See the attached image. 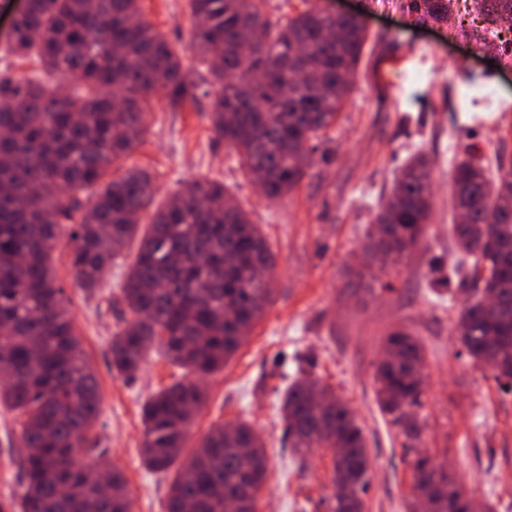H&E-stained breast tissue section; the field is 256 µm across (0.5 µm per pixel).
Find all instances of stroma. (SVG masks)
<instances>
[{"mask_svg":"<svg viewBox=\"0 0 512 512\" xmlns=\"http://www.w3.org/2000/svg\"><path fill=\"white\" fill-rule=\"evenodd\" d=\"M401 2L335 0L336 9L364 18L368 39L340 119L290 194L268 201L246 179L236 152L212 132L209 99L202 95L178 109L154 105L143 139L111 169L115 176L132 165L148 170L160 202L194 179L223 181L276 255L274 302L224 369L207 380L206 403L187 437L193 447L212 428L238 421L252 425L268 455L256 512H329L330 453L317 449L303 457L283 443L280 398L301 368L330 386L363 429L372 465L364 512H409L412 475L405 439L374 393L383 340L397 329L417 337L425 349L421 448L492 512H512V393L503 392L490 370L462 351L455 322L471 291L449 275L455 262V163L472 145L491 170L499 154L512 156V31L477 41L476 0H456L452 24L423 27ZM140 6L182 49L185 68L201 72L184 50L193 24L187 0H141ZM418 154L432 169L433 225L426 249L405 258L399 274L389 276L366 256L364 244L396 177ZM69 252L60 246L53 267L98 378L97 429L110 450L109 462L126 480L131 512H165L170 480L142 461L141 409L182 371L155 354L137 378L112 370V333L129 315L121 288L135 247L113 260L92 296L76 285ZM17 428V414L0 410V512L20 491L8 443Z\"/></svg>","mask_w":512,"mask_h":512,"instance_id":"1","label":"stroma"}]
</instances>
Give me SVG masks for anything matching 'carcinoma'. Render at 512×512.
Wrapping results in <instances>:
<instances>
[{
	"instance_id": "cac0c4a2",
	"label": "carcinoma",
	"mask_w": 512,
	"mask_h": 512,
	"mask_svg": "<svg viewBox=\"0 0 512 512\" xmlns=\"http://www.w3.org/2000/svg\"><path fill=\"white\" fill-rule=\"evenodd\" d=\"M272 21L269 0H188L196 20L186 50L212 77L209 121L236 151L269 200L291 193L322 134L351 91L366 29L353 16L326 14L300 0ZM454 0H408L419 23L449 22ZM484 21L512 24V0H483ZM250 39L255 51L240 53ZM0 57L34 58L49 89L0 71V408L16 411L21 512H131L117 469L99 491L96 373L63 304L52 267L63 237L78 285L92 292L105 268L133 241L138 251L122 288L131 318L112 334V370L133 379L155 350L184 371L142 406L143 459L174 471L165 512H256L267 455L251 425L213 428L190 453L187 429L205 404L204 382L224 368L272 304L275 255L261 228L224 183L197 179L171 194L140 231L155 181L130 167L106 184L113 163L146 132L150 100L195 98L196 84L140 0H26ZM89 191L87 203L77 192ZM451 202L457 252L471 255L474 298L458 314L460 344L512 390V158L497 176L466 153L454 166ZM428 160L413 157L375 218L365 251L392 268L424 247L432 224ZM423 346L395 330L385 337L375 379L380 410L406 444L421 440ZM288 447L332 455L330 512H363L370 461L353 412L309 379L281 402ZM411 494L428 489L433 512H473L472 493L428 454L409 461Z\"/></svg>"
}]
</instances>
